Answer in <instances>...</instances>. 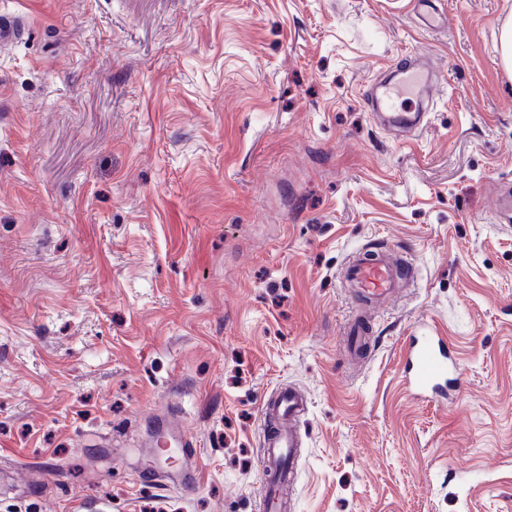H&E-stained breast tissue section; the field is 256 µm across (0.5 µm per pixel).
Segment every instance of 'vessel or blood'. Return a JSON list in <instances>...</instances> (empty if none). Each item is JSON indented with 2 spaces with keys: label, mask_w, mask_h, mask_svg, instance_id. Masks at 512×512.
<instances>
[{
  "label": "vessel or blood",
  "mask_w": 512,
  "mask_h": 512,
  "mask_svg": "<svg viewBox=\"0 0 512 512\" xmlns=\"http://www.w3.org/2000/svg\"><path fill=\"white\" fill-rule=\"evenodd\" d=\"M27 33L28 27L20 17L0 20L1 45L13 44ZM441 85V76L430 61L414 55L394 66L389 79L369 89L365 103L370 111L381 113L388 126L413 136L422 129L425 114L420 110H403L399 99L409 95L419 101L430 100ZM413 278L412 266L385 245L364 247L347 257L342 284L351 294L354 311L343 329V354L350 365H359L367 358L370 312L390 304ZM407 362L408 384L414 394L439 402L462 393L465 383L457 373L456 363L435 337H411ZM307 411L304 393L290 386L279 388L261 406L260 466L264 492L260 512H286L289 506L279 490L295 484V464L302 452L299 423Z\"/></svg>",
  "instance_id": "obj_1"
}]
</instances>
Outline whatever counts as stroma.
<instances>
[{"mask_svg": "<svg viewBox=\"0 0 512 512\" xmlns=\"http://www.w3.org/2000/svg\"><path fill=\"white\" fill-rule=\"evenodd\" d=\"M0 0V512H258L260 410L309 398L290 512H512V0ZM425 52L419 137L362 94ZM414 285L342 356L347 256ZM465 389L412 398L402 345ZM203 466L175 487L155 412ZM28 27L20 17H12L11 20L5 22L0 20V44L1 47L12 45L13 43L23 39L28 34Z\"/></svg>", "mask_w": 512, "mask_h": 512, "instance_id": "stroma-1", "label": "stroma"}]
</instances>
